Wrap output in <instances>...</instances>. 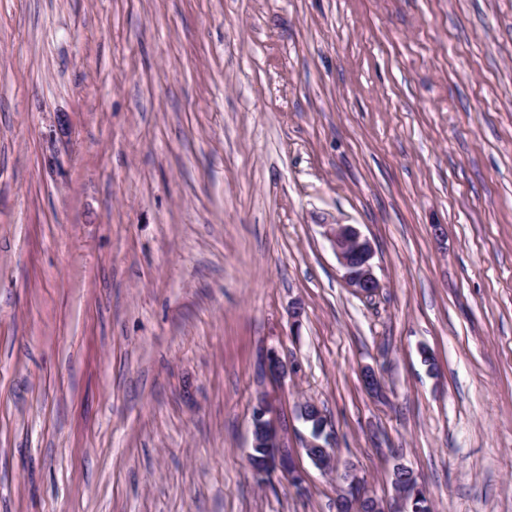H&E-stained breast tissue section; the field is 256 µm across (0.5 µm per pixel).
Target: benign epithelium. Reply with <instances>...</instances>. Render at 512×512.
I'll return each instance as SVG.
<instances>
[{
  "label": "benign epithelium",
  "mask_w": 512,
  "mask_h": 512,
  "mask_svg": "<svg viewBox=\"0 0 512 512\" xmlns=\"http://www.w3.org/2000/svg\"><path fill=\"white\" fill-rule=\"evenodd\" d=\"M324 235L331 244L336 258L343 270L346 284L362 296H371L380 288V283L374 273L373 258L375 255L371 241L351 224H326ZM264 375L273 379H281L288 374V361L271 348L262 357ZM326 424L322 423L311 431L305 451L312 462L324 471L333 468V460L329 455H317L315 448H325L332 441V435L325 434ZM252 445L262 446L268 451V465L256 472L260 478L269 477L279 472L288 478L298 490L305 489L304 479L297 470L293 450L288 448V442L279 425V409L267 392L257 393L252 407ZM343 491L340 497L350 502L351 512H361L367 507L370 512H409L412 501L415 500L422 486L419 481L406 478H392L397 507L389 509L383 501L371 497L355 473V468L347 464L341 474Z\"/></svg>",
  "instance_id": "7a95c632"
}]
</instances>
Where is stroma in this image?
Wrapping results in <instances>:
<instances>
[{
    "mask_svg": "<svg viewBox=\"0 0 512 512\" xmlns=\"http://www.w3.org/2000/svg\"><path fill=\"white\" fill-rule=\"evenodd\" d=\"M307 399L377 497L512 512V0H0V512H336ZM324 228L346 284L362 296L375 294L380 283L374 273L375 250L371 241L351 224H327ZM262 367L264 375L273 380L284 378L288 374V361L273 348L262 357ZM264 391V390H263ZM252 445L247 457L249 466L261 469L265 464L263 458L268 451L266 469L255 471L262 480L276 472H280L298 490L305 489L304 479L297 470L293 450L288 448V442L279 425V409L266 391L258 392L252 407ZM257 446H262L257 448ZM327 423L325 421L320 425H316L315 429L311 430V437L307 440L305 451L308 453L309 458L312 462L322 469L323 471H330L334 464L333 460L329 457V455L324 454L323 456L317 455L312 451V448H327L328 443L332 441L331 433L325 434ZM325 440V442H323Z\"/></svg>",
    "mask_w": 512,
    "mask_h": 512,
    "instance_id": "1",
    "label": "stroma"
}]
</instances>
